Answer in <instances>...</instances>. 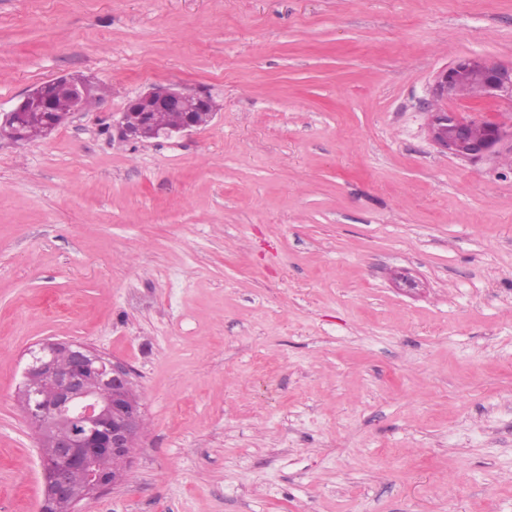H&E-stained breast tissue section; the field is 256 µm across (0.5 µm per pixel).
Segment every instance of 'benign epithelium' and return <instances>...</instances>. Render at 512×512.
Returning <instances> with one entry per match:
<instances>
[{
    "instance_id": "obj_1",
    "label": "benign epithelium",
    "mask_w": 512,
    "mask_h": 512,
    "mask_svg": "<svg viewBox=\"0 0 512 512\" xmlns=\"http://www.w3.org/2000/svg\"><path fill=\"white\" fill-rule=\"evenodd\" d=\"M89 95L85 80L60 77L29 91L10 112L0 113V135L27 142L29 121H41L44 134L59 127L69 113L82 111ZM72 102L71 112L52 108L55 97ZM434 96L479 104H512V64L472 55L441 70ZM179 112L181 123L159 128L153 113ZM213 111L211 100L174 87H155L129 102L112 120L119 139L140 143L197 128L194 115ZM432 142L453 157L471 163L487 158L512 161V128L481 117L462 118L442 108L430 110ZM43 355L28 363L19 403L40 448L45 493L40 512H78V506L126 481L132 445L142 435L144 407L132 370L96 349L79 343L47 340Z\"/></svg>"
}]
</instances>
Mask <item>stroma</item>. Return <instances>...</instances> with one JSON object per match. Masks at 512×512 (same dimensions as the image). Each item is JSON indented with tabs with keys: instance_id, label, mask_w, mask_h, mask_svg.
I'll return each mask as SVG.
<instances>
[{
	"instance_id": "stroma-1",
	"label": "stroma",
	"mask_w": 512,
	"mask_h": 512,
	"mask_svg": "<svg viewBox=\"0 0 512 512\" xmlns=\"http://www.w3.org/2000/svg\"><path fill=\"white\" fill-rule=\"evenodd\" d=\"M512 63V0H0V512H39L31 351L129 366L146 429L80 512H512V164L430 141L437 73ZM154 86L211 122L148 143ZM88 95L89 87L84 79L60 77L53 82L39 85L29 91L12 111L0 113V135L9 136V133L4 131L6 128L12 133L11 138L15 143L23 144L27 142L24 130L28 122L36 117L41 121L44 136H47L70 114L82 112V102ZM57 96L65 97L55 99ZM71 102L73 106L69 111ZM52 103L56 110L69 112H56L52 108ZM211 105V100L206 96L184 93L174 87H155L130 101L125 111L113 118L112 130L116 131L119 139L135 143L180 135L207 125L215 114ZM179 112L183 115L179 125L168 128L155 125L169 126L176 123L180 119ZM195 112H199L196 117L198 125L194 118Z\"/></svg>"
}]
</instances>
